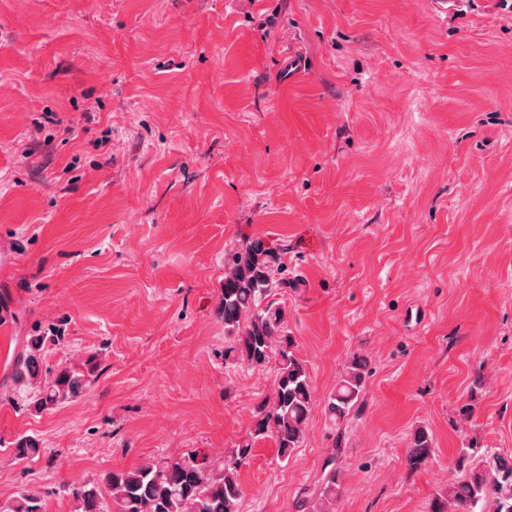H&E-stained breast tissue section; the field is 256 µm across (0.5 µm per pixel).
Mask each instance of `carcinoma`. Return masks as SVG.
<instances>
[{
    "mask_svg": "<svg viewBox=\"0 0 512 512\" xmlns=\"http://www.w3.org/2000/svg\"><path fill=\"white\" fill-rule=\"evenodd\" d=\"M282 263V252L260 240L247 241L224 254V282L219 314L224 321V367H264L275 361L272 397L256 406L253 437H271L281 462L301 447L315 407V394L306 364L295 354L286 309L277 295L294 288ZM53 330L33 336L13 360V408L18 412L53 411L81 397L93 381L95 366L40 370L43 353L61 344ZM368 375L367 363L354 358L325 399L334 422L348 419ZM434 442L425 427L416 428L407 446L409 466L418 468L431 458ZM40 446L27 436L12 442L17 459L38 454ZM252 451L249 443L224 451L218 459L191 453L156 457L132 469L109 472L103 482L72 488L74 512H240L244 489L242 467ZM462 475L429 503V512H477L493 496L491 512H512V454L469 447L460 451ZM339 473L332 468L321 487L314 512H335L340 496ZM0 512H43L41 498L25 491L0 504Z\"/></svg>",
    "mask_w": 512,
    "mask_h": 512,
    "instance_id": "cac0c4a2",
    "label": "carcinoma"
}]
</instances>
